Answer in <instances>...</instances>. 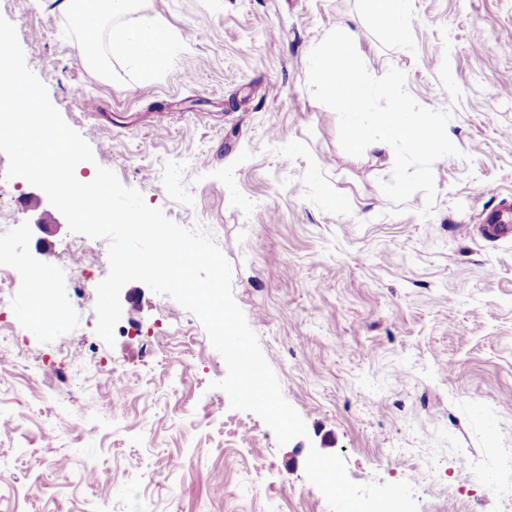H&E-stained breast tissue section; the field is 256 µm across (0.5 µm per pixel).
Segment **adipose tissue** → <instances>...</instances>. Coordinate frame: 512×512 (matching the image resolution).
I'll use <instances>...</instances> for the list:
<instances>
[{"instance_id": "adipose-tissue-1", "label": "adipose tissue", "mask_w": 512, "mask_h": 512, "mask_svg": "<svg viewBox=\"0 0 512 512\" xmlns=\"http://www.w3.org/2000/svg\"><path fill=\"white\" fill-rule=\"evenodd\" d=\"M135 0H72V8L82 24L97 25L108 18H115L109 42L79 41L78 51L82 62L101 67L106 54L133 60L148 74L160 71L167 58L166 27L162 21L147 26L123 23L122 18L134 10Z\"/></svg>"}]
</instances>
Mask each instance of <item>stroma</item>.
<instances>
[{
	"mask_svg": "<svg viewBox=\"0 0 512 512\" xmlns=\"http://www.w3.org/2000/svg\"><path fill=\"white\" fill-rule=\"evenodd\" d=\"M406 10L396 42L365 0H138L133 20H163L170 36L168 64L148 77L120 58L104 73L84 65L59 0H0L27 67L93 151L77 179L109 168L211 236L307 431L282 444L232 409L200 320L143 283L122 288L107 345L95 291L70 301L64 250L83 244L73 259L99 280L107 256L8 177L0 152V222L21 247L0 255L13 288L0 336L20 341L0 349V512H341L317 460L357 507L504 512L492 488L507 474L487 469L462 504L439 472L512 448V241L478 231L486 210L512 204V0ZM340 27L371 76L398 69L419 106L448 113L459 153L433 164L434 200L393 203L380 184L394 153L342 149L337 114L308 83L312 49ZM28 269L48 272L58 332L28 313ZM94 361L111 377L92 376Z\"/></svg>",
	"mask_w": 512,
	"mask_h": 512,
	"instance_id": "obj_1",
	"label": "stroma"
}]
</instances>
